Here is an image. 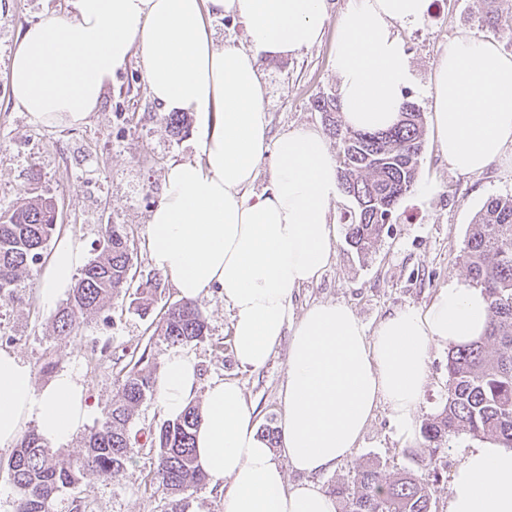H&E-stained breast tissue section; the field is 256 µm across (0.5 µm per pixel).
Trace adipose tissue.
<instances>
[{
  "instance_id": "1",
  "label": "adipose tissue",
  "mask_w": 512,
  "mask_h": 512,
  "mask_svg": "<svg viewBox=\"0 0 512 512\" xmlns=\"http://www.w3.org/2000/svg\"><path fill=\"white\" fill-rule=\"evenodd\" d=\"M430 0H351L333 48L346 124L379 131L398 118L413 73L395 25L421 21ZM212 15L246 23L247 48L217 45ZM325 0H66L24 31L9 63L16 107L32 122L81 124L98 111L113 76L139 57L151 97L164 111L199 112V161L170 166L166 191L146 233L152 266L197 300L217 288L232 311L233 352L258 370L288 344L280 447H269L237 382L200 387L193 356L171 355L157 379L165 416L203 396L197 461L225 484L224 512H336L314 475L358 448L379 406L403 442L419 437L417 412L432 348L482 336L489 304L482 289L451 283L431 304L382 319L367 332L339 303L309 308L289 325L296 288L320 278L333 256L330 205L341 193L337 161L323 135L300 127L269 136L261 56L284 57L320 41ZM436 136L449 164L483 171L512 144V55L467 35L454 38L433 79ZM273 158L272 184L251 188ZM85 251L62 237L38 296L52 306L68 290ZM88 414L73 372L36 388L31 366L0 350V449L14 447L28 421L43 440L67 443ZM306 474L288 484L284 470ZM446 512H512V448L466 449L452 474Z\"/></svg>"
}]
</instances>
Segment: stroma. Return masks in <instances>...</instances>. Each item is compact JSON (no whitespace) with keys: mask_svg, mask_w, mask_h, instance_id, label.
Returning a JSON list of instances; mask_svg holds the SVG:
<instances>
[{"mask_svg":"<svg viewBox=\"0 0 512 512\" xmlns=\"http://www.w3.org/2000/svg\"><path fill=\"white\" fill-rule=\"evenodd\" d=\"M65 0H0V214L10 212L24 197L42 195L57 204V236L78 240L92 252L109 224L122 225L128 235L136 282L154 274L149 260L146 226L165 192V175L174 162L198 160L201 119L192 116L188 133L173 135L165 112L156 105L143 77L139 59L116 74L99 112L80 125L43 126L32 123L14 105L9 85V58L21 32ZM329 20L320 42L298 54L262 61L269 135L277 137L298 127L322 128L312 108L319 96L336 94L338 79L332 51L340 19L349 0H326ZM487 0H431L426 18L396 25L414 74L406 96L424 117V148L419 182H432L437 193L426 197L411 191L399 202L388 232L375 250L358 256L345 238H337L336 255L315 282L296 289L290 300L291 321L318 303H342L354 310L367 331L380 320L408 308L431 303L452 279H466L461 253L470 224L488 198L512 195V146L506 159L483 172L462 174L441 154L433 134V111L427 95L430 78L449 41L466 33L490 40L512 54V11L502 10L498 26L486 23ZM44 265L23 273L11 301L0 300V349L28 363L36 387L57 373H76L90 406L86 427H94L104 407L120 395L123 375L132 357L146 355L161 372L175 348L154 332L151 318L130 306L131 298L112 299L101 313L89 316L66 339L53 335L51 310L43 307L37 288ZM207 322L203 340L185 345L194 356L201 384L230 379L238 382L255 409L258 427L277 425L281 410L288 345L280 343L262 369L239 366L232 350L231 312L217 292L198 299ZM448 349L431 351L428 383L419 420L436 415L447 395ZM165 421L156 395L138 406L131 424V461L110 477L87 476L64 490L52 512H162L164 494L151 483L154 456L146 444L150 431ZM476 438L462 433L448 441L429 479L434 485L433 512H445L450 475ZM380 463L386 475L422 473L419 445L403 443L386 408L369 420L359 448L351 457L320 476L323 487L350 483L356 469Z\"/></svg>","mask_w":512,"mask_h":512,"instance_id":"35a3bbf8","label":"stroma"}]
</instances>
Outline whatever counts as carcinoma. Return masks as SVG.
<instances>
[{"instance_id": "obj_1", "label": "carcinoma", "mask_w": 512, "mask_h": 512, "mask_svg": "<svg viewBox=\"0 0 512 512\" xmlns=\"http://www.w3.org/2000/svg\"><path fill=\"white\" fill-rule=\"evenodd\" d=\"M312 106L322 114L326 134L336 140L340 188L354 203V215L346 221V242L364 257L381 241L399 199L416 185L423 147L421 112L406 100L393 127L362 132L343 123L338 98L319 97ZM190 124L188 113H168L172 134L188 132ZM56 227L53 198L42 195L24 198L11 213L0 216L1 299H11L20 276L41 261ZM462 260L471 285L488 297L490 321L484 336L448 351V397L442 410L421 428V457L428 467L448 439L462 432L512 448L511 195L492 197L484 204L469 229ZM132 269L127 236L120 226H108L68 299L53 315L54 334L67 337L85 318L104 309L129 288ZM160 285L157 272L138 286L136 311L149 314ZM206 331L202 312L187 300L168 306L156 326L158 335L172 346L199 342ZM155 390L156 376L141 356L122 378L120 399L105 407L97 425L83 437L82 454L73 460L60 459L37 430L24 431L8 463L15 512H49L57 494L78 486L85 476L122 472L131 459L135 410ZM200 417V408L191 405L180 417L164 422L151 441V482L166 491L164 512H184L180 495L206 484L207 475L196 465L193 449V430ZM330 494L336 498L337 512H432L433 490L425 477L404 472L391 479L374 462L356 470L352 485H334Z\"/></svg>"}]
</instances>
